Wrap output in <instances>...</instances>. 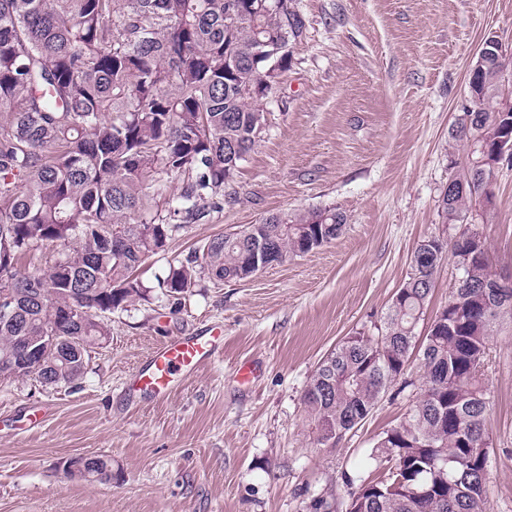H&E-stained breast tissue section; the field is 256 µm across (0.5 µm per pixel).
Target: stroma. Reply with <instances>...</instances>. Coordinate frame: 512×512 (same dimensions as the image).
Returning a JSON list of instances; mask_svg holds the SVG:
<instances>
[{"mask_svg": "<svg viewBox=\"0 0 512 512\" xmlns=\"http://www.w3.org/2000/svg\"><path fill=\"white\" fill-rule=\"evenodd\" d=\"M305 20L265 108L258 147L221 211L192 224L138 271L149 301L112 313L76 387L0 380V512H310L378 478L370 454L420 393L418 362L336 448L312 443L303 391L344 337L376 335L418 245L479 232L512 273V165L494 169V217L440 224L455 175L448 132L491 35L512 44V0H297ZM333 208L346 223L317 250L253 277L207 281L175 301L155 285L217 234L281 210ZM212 328L224 354L158 403L127 378L157 342ZM252 368L250 378L239 370ZM492 446L486 512H512V317L494 324L483 368ZM404 380V381H405ZM106 455L112 480L68 479L69 459Z\"/></svg>", "mask_w": 512, "mask_h": 512, "instance_id": "obj_1", "label": "stroma"}]
</instances>
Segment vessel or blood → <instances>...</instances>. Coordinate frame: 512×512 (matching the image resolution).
I'll use <instances>...</instances> for the list:
<instances>
[{
    "label": "vessel or blood",
    "instance_id": "vessel-or-blood-1",
    "mask_svg": "<svg viewBox=\"0 0 512 512\" xmlns=\"http://www.w3.org/2000/svg\"><path fill=\"white\" fill-rule=\"evenodd\" d=\"M220 332L205 329L190 336H176L156 344L127 380L132 400L158 402L202 366L215 360L223 349Z\"/></svg>",
    "mask_w": 512,
    "mask_h": 512
}]
</instances>
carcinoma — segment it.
Here are the masks:
<instances>
[{"label": "carcinoma", "mask_w": 512, "mask_h": 512, "mask_svg": "<svg viewBox=\"0 0 512 512\" xmlns=\"http://www.w3.org/2000/svg\"><path fill=\"white\" fill-rule=\"evenodd\" d=\"M0 0V290L20 297L0 317V363L22 342L42 348L36 377L74 386L107 318L148 298L137 271L190 224L224 207V187L266 124L267 72L288 71L305 21L296 0ZM512 59H487L467 79L472 110L449 131L463 144L442 224L468 219L492 195L481 152L512 129ZM334 208L272 213L216 235L158 280L175 301L199 282L248 278L254 242L279 264L340 236ZM61 248L46 271L34 251ZM461 264L454 288L421 344L437 264ZM499 274L477 233L443 242L436 262L412 267L376 336H348L318 364L302 404L315 444L334 448L373 411L418 353L425 382L400 424L383 432L378 479H349L355 512H486L489 406L478 366L493 323L512 316L491 289ZM77 336V347L67 337ZM88 481L112 480V459L86 458Z\"/></svg>", "instance_id": "obj_1"}]
</instances>
